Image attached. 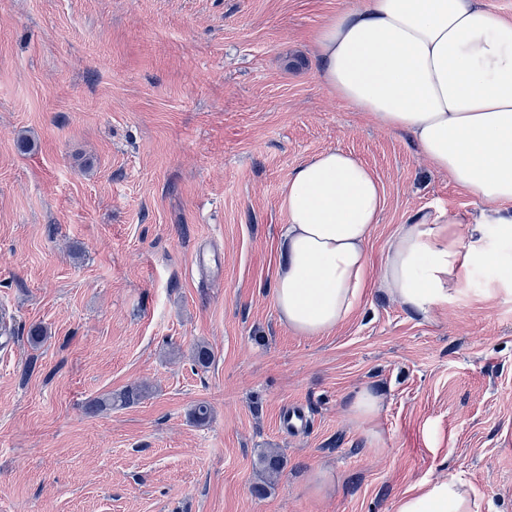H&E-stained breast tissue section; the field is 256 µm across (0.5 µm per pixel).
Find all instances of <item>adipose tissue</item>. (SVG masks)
<instances>
[{
    "label": "adipose tissue",
    "mask_w": 512,
    "mask_h": 512,
    "mask_svg": "<svg viewBox=\"0 0 512 512\" xmlns=\"http://www.w3.org/2000/svg\"><path fill=\"white\" fill-rule=\"evenodd\" d=\"M321 84L386 131L405 133L430 168L489 214L418 212L397 227L379 269L368 244L383 205L374 172L330 149L298 166L282 189L286 222L273 301L294 332L319 336L376 289L426 317L463 293L472 270L498 263L512 288V256L486 230L512 235V21L485 0H362L317 33ZM456 476L425 481L396 512H472Z\"/></svg>",
    "instance_id": "1"
}]
</instances>
